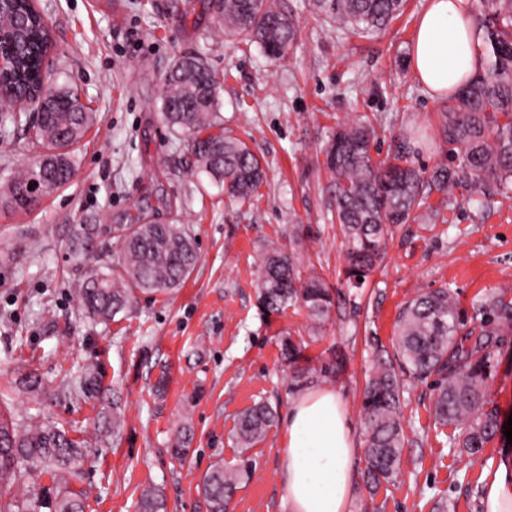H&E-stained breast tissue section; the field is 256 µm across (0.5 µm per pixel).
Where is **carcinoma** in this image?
Here are the masks:
<instances>
[{
	"label": "carcinoma",
	"mask_w": 512,
	"mask_h": 512,
	"mask_svg": "<svg viewBox=\"0 0 512 512\" xmlns=\"http://www.w3.org/2000/svg\"><path fill=\"white\" fill-rule=\"evenodd\" d=\"M406 0H313L316 19L353 34L389 25ZM216 19L224 35L257 44L273 60L284 58L298 35L292 14L278 0H216ZM472 19L481 38L482 71L448 97L441 113L438 139L453 146V165L438 166L428 176L407 163L376 161L374 127L367 121L338 126L326 149L331 173L332 217L347 241V286L360 288L386 248L392 227L423 219L420 210L436 190L454 206L453 190L461 185L484 197L512 193V0H471ZM53 48L47 23L30 0H4L0 10V56L7 60L0 95L18 94L37 104L40 112H1L0 128L24 125L26 146L34 161L9 183L11 207L28 209L24 190L35 182L49 191L75 176L73 147L93 126L95 114L78 88L56 89L50 82L46 58ZM220 81L199 53L185 52L166 79L161 119L194 159L195 167L224 186V194L242 204L259 196L266 182L260 160L247 144L224 132L218 112ZM95 224H75L66 249L89 261L77 284L79 302L88 318L109 322L134 297L165 293L181 287L194 271L199 255L196 242L183 224H116L96 231ZM115 236L122 250L111 257L99 237ZM258 303L268 315L287 306L307 311L313 325L329 316L333 297L323 280L300 274L294 254L278 242L259 254ZM502 291L485 302L480 330L460 331L462 315L446 289L416 294L400 312L396 326L395 360L378 359L366 381L362 413L365 432L364 480L377 494L402 468L405 436L400 421L401 395L406 379H433L434 417L441 425L459 429L458 447L468 456L483 452L496 436L500 421L485 410V390L491 377L497 336L512 330V300ZM304 340L288 336L282 354L294 368V386L312 368L302 369ZM46 383L37 374L24 379L26 392L38 399ZM77 397L106 405L101 412L100 436L117 437L124 420L111 402L99 374L86 369L78 376ZM267 404L243 411L233 440L243 449L259 442L275 422ZM191 431L174 433L172 451L188 454ZM91 449L69 436L57 422L23 423L0 416V488L23 486L29 469L39 467L56 482L52 512H85L81 494L69 489L90 456ZM254 474L253 463L241 458L235 465L217 462L203 478L208 512H228L236 490ZM138 512H164L165 500L155 490L142 494ZM0 512H28L26 501L0 493Z\"/></svg>",
	"instance_id": "cac0c4a2"
}]
</instances>
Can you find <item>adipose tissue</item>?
Here are the masks:
<instances>
[{"label":"adipose tissue","instance_id":"ef3b65f1","mask_svg":"<svg viewBox=\"0 0 512 512\" xmlns=\"http://www.w3.org/2000/svg\"><path fill=\"white\" fill-rule=\"evenodd\" d=\"M468 0H427L411 48L412 72L431 98L458 92L483 58ZM279 476L289 512H349L356 453L341 397L325 386L296 398L283 421ZM483 512H512V456L486 481Z\"/></svg>","mask_w":512,"mask_h":512}]
</instances>
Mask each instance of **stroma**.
Instances as JSON below:
<instances>
[{"label": "stroma", "instance_id": "35a3bbf8", "mask_svg": "<svg viewBox=\"0 0 512 512\" xmlns=\"http://www.w3.org/2000/svg\"><path fill=\"white\" fill-rule=\"evenodd\" d=\"M299 18L285 60L257 45L227 41L212 0H37L56 49L51 83L74 85L96 112L75 153L76 175L26 211L0 207V411L16 420L62 423L91 450L72 488L86 512H136L141 493L163 490L167 512H207L200 491L216 462L236 463L231 434L238 415L264 401L286 415L299 392L282 340L307 334L306 310L268 316L257 301L254 256L268 240L293 251L303 274L322 276L337 297L306 351L313 367L340 358L339 373L315 376L343 398L356 442L361 403L378 350H392L395 323L421 289L452 291L466 328L482 318L491 294L512 288V200L479 207L469 187L455 208L432 193L438 215L396 227L357 301L340 297L346 243L329 211L325 148L338 125L366 120L377 131L373 157L392 160L400 144L424 171L449 164L438 139L443 103L414 77L411 43L426 0H407L386 28L354 35L315 20L309 0H283ZM205 55L220 82L224 127L261 160L267 181L257 200H229L222 186L190 175L192 158L159 118L165 77L182 53ZM33 154L24 130L0 137V189ZM156 218L188 225L200 261L181 288L137 294L107 324L87 319L73 283L84 267L60 247L76 224H139ZM91 366L125 416L120 438L101 443L99 406L63 392ZM46 382L40 404L21 386L29 373ZM429 383H409L401 412L404 466L370 495L355 481L351 512H481V492L507 446L497 434L482 454L453 446L437 425ZM500 422L512 417V333L504 335L486 389ZM192 433L188 455L170 447L175 430ZM280 425L248 454L256 473L233 512H288L279 482Z\"/></svg>", "mask_w": 512, "mask_h": 512}]
</instances>
